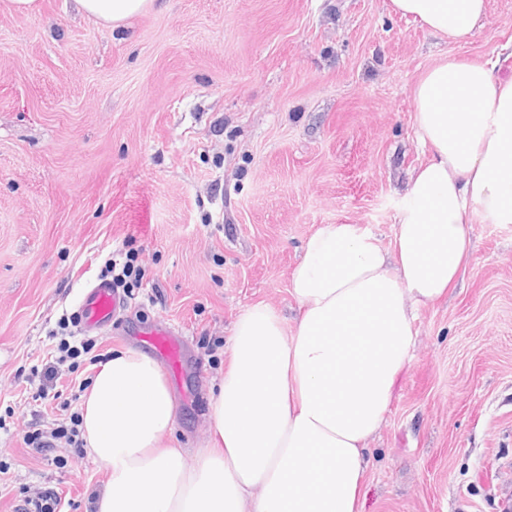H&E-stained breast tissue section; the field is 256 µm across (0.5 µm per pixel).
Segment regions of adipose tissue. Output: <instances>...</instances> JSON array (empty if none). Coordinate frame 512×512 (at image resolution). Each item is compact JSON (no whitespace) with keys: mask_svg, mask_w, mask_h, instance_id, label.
I'll use <instances>...</instances> for the list:
<instances>
[{"mask_svg":"<svg viewBox=\"0 0 512 512\" xmlns=\"http://www.w3.org/2000/svg\"><path fill=\"white\" fill-rule=\"evenodd\" d=\"M116 27L154 0H75ZM394 13L461 43L486 0H390ZM428 160L411 173L392 248L327 224L291 274L297 315L259 303L234 325L193 462L168 446L176 412L160 365L132 348L98 365L80 406L87 456L106 483L95 512H360L366 448L409 368L420 307L447 295L474 220L512 224V80L448 57L413 88Z\"/></svg>","mask_w":512,"mask_h":512,"instance_id":"obj_1","label":"adipose tissue"}]
</instances>
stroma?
<instances>
[{"label":"stroma","mask_w":512,"mask_h":512,"mask_svg":"<svg viewBox=\"0 0 512 512\" xmlns=\"http://www.w3.org/2000/svg\"><path fill=\"white\" fill-rule=\"evenodd\" d=\"M389 4L160 0L116 29L73 0L0 11V512L44 488L93 512L103 471L67 444L46 456L23 438L80 407L91 355L60 366L58 400L36 398L39 371L113 252L137 254L146 278L124 330L94 334V353L182 329L169 444L191 457L234 323L258 303L292 318L308 237L360 224L391 246L403 188L427 159L411 90L447 55L512 78V0H488L461 45ZM414 329L366 451L361 512H506L512 224L473 222L461 280Z\"/></svg>","instance_id":"35a3bbf8"}]
</instances>
